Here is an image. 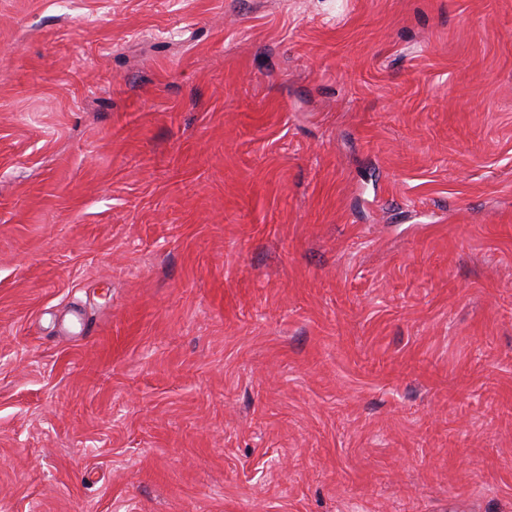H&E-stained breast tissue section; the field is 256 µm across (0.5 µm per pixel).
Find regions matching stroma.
<instances>
[{"label": "stroma", "instance_id": "35a3bbf8", "mask_svg": "<svg viewBox=\"0 0 512 512\" xmlns=\"http://www.w3.org/2000/svg\"><path fill=\"white\" fill-rule=\"evenodd\" d=\"M0 512H512V0H0Z\"/></svg>", "mask_w": 512, "mask_h": 512}]
</instances>
